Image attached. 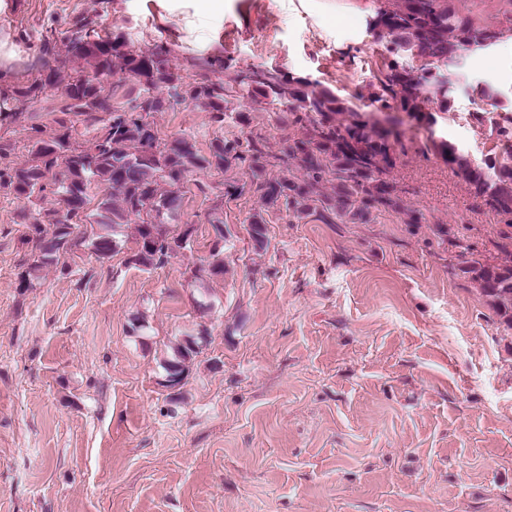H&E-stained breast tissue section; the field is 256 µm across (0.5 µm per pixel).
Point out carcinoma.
I'll return each instance as SVG.
<instances>
[{
	"label": "carcinoma",
	"mask_w": 512,
	"mask_h": 512,
	"mask_svg": "<svg viewBox=\"0 0 512 512\" xmlns=\"http://www.w3.org/2000/svg\"><path fill=\"white\" fill-rule=\"evenodd\" d=\"M376 2L370 27L386 40V53L381 55L371 100L428 124L430 96L437 97L440 109H448V83L441 69L462 52L493 45L502 31L475 25L458 15L449 0ZM97 26L96 17L76 15L65 51L46 39L37 60L25 65L24 75H9L5 86L0 77V130L21 129L28 153L25 163H16L15 143L0 136V194L31 204L50 194L56 201L50 209L21 215L28 233L18 287H33L49 266L69 271L66 260L80 246L89 248L96 261H109L120 251L122 229L130 223L136 248L128 263L151 269L178 257L194 232V225L178 224L183 188L198 170L241 169L247 181L226 182L224 191L210 199L214 243L208 267L191 270L196 280L204 273L224 274L226 197L248 191L268 206L325 224L338 218L362 220L381 207L399 208L395 188L385 178L396 163L399 133L379 127L330 87L278 68L237 67L222 47L185 56L179 64L171 43L149 45L127 26L102 35ZM188 69L214 77L189 83L183 74ZM117 76L129 82L120 103L115 101ZM160 88L167 96L155 93ZM52 92L63 98L61 112L73 119L57 121L47 137L43 127L32 122L31 108ZM243 95L256 111L264 110L270 100L285 106L298 134L283 139L279 153L270 152L265 136L254 132L243 140L217 136L203 153L187 137L161 138L151 120L176 100L201 107L222 126L229 105ZM78 123L90 139L78 140ZM425 149L465 180L475 196L512 216L511 151L478 167L446 141L432 140ZM290 163L304 172L303 179L268 177L269 168ZM328 175L336 180L330 195L322 191ZM89 225L97 229L88 233ZM463 273L512 322V265L473 262ZM199 352L194 337L179 343L165 366V386H180L188 363Z\"/></svg>",
	"instance_id": "carcinoma-1"
}]
</instances>
